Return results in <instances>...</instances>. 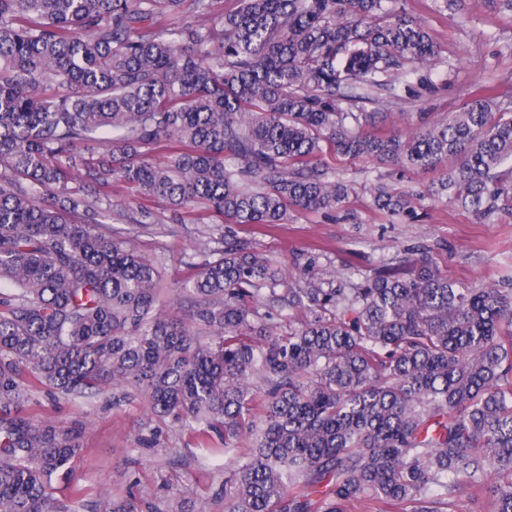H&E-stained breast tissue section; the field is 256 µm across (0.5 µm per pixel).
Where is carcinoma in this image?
<instances>
[{"label": "carcinoma", "mask_w": 512, "mask_h": 512, "mask_svg": "<svg viewBox=\"0 0 512 512\" xmlns=\"http://www.w3.org/2000/svg\"><path fill=\"white\" fill-rule=\"evenodd\" d=\"M437 54L398 0H0V512L82 502V428L28 414L39 393L118 408L129 385L237 459L224 512H457L487 491L512 512V275L460 285L417 245L346 288L306 253L282 293L288 266L238 236L339 209L327 153L435 171L426 193L476 224L512 215V114L489 97L405 135L352 111L348 90ZM420 198L380 184L372 204L413 220ZM159 209L225 219L177 283L194 330L158 313L135 247Z\"/></svg>", "instance_id": "obj_1"}]
</instances>
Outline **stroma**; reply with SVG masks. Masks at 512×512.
I'll use <instances>...</instances> for the list:
<instances>
[{"mask_svg":"<svg viewBox=\"0 0 512 512\" xmlns=\"http://www.w3.org/2000/svg\"><path fill=\"white\" fill-rule=\"evenodd\" d=\"M400 5L428 30L440 54L434 64L362 103L363 111L377 113L379 128L397 132L443 118L482 89L512 109V13L492 12L486 0H466L459 13L442 8L441 0H400ZM322 162L352 187L340 213L294 210L287 224L246 227L240 237L281 263H293L303 252L318 253L336 269H351L355 285L392 261L397 249L417 244L431 246L450 280L473 288L497 283L512 268V218L476 224L467 212L429 197L419 202L414 222L395 221L372 209L377 184L422 190L437 172L331 154ZM205 231L201 224L166 220L140 234L136 246L160 261L167 279H181L204 260ZM39 401L34 414L63 428L86 426L84 452L75 463L85 491L81 512H109L113 503L142 493L159 505L206 499L209 512H224V470L233 459L206 456L186 430L153 416L142 395L132 394L117 409L102 399L55 400L44 393ZM144 436L153 437V447L141 445Z\"/></svg>","mask_w":512,"mask_h":512,"instance_id":"obj_1","label":"stroma"}]
</instances>
